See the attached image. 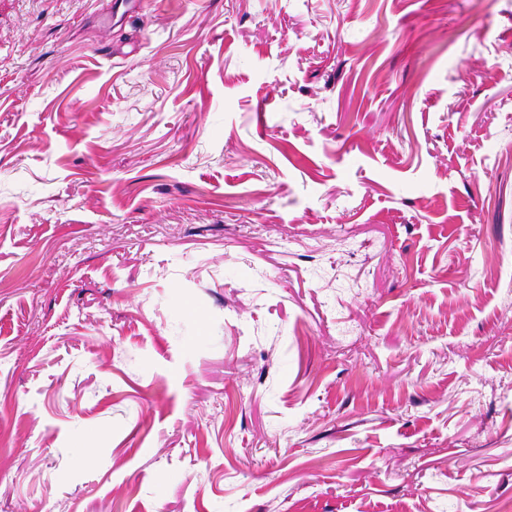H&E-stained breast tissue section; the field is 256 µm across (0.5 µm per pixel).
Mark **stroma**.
Returning <instances> with one entry per match:
<instances>
[{
	"instance_id": "obj_1",
	"label": "stroma",
	"mask_w": 512,
	"mask_h": 512,
	"mask_svg": "<svg viewBox=\"0 0 512 512\" xmlns=\"http://www.w3.org/2000/svg\"><path fill=\"white\" fill-rule=\"evenodd\" d=\"M0 512H512V0H0Z\"/></svg>"
}]
</instances>
